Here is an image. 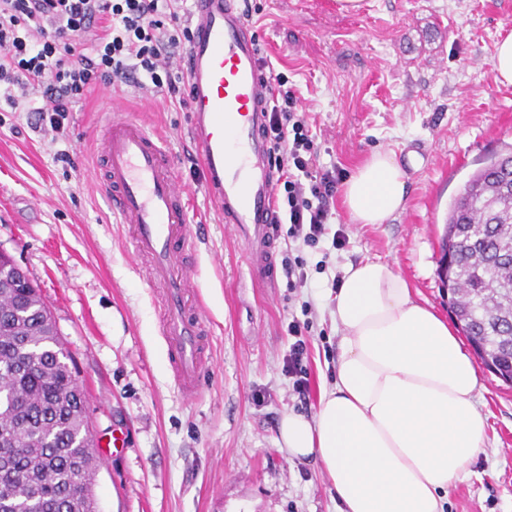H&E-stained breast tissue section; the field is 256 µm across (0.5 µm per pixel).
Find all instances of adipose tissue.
<instances>
[{
    "instance_id": "1",
    "label": "adipose tissue",
    "mask_w": 512,
    "mask_h": 512,
    "mask_svg": "<svg viewBox=\"0 0 512 512\" xmlns=\"http://www.w3.org/2000/svg\"><path fill=\"white\" fill-rule=\"evenodd\" d=\"M344 201L356 224L403 211L406 181L394 152L376 151L358 166ZM334 302L335 385L322 391L314 416L283 414L280 448L315 460L337 512H445L449 490L487 439L473 357L391 263L346 265Z\"/></svg>"
}]
</instances>
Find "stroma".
I'll return each mask as SVG.
<instances>
[{
	"instance_id": "35a3bbf8",
	"label": "stroma",
	"mask_w": 512,
	"mask_h": 512,
	"mask_svg": "<svg viewBox=\"0 0 512 512\" xmlns=\"http://www.w3.org/2000/svg\"><path fill=\"white\" fill-rule=\"evenodd\" d=\"M249 25L275 71L294 85L317 136L318 164L352 174L378 149L395 152L406 205L382 224H354L343 198L331 236L308 246L280 228L270 271L205 192L188 136V106L98 86L62 134L28 112H0V251L39 288L86 391L98 468V512H336L313 461L279 448L284 412L308 416L335 379L339 333L332 282L350 262H390L417 301L450 317L439 278L448 206L470 176L512 144V86L496 85V42L512 33V0H246ZM163 138L191 199L187 260L205 309L209 364L201 393L178 388L161 334L160 285L147 284L131 227L115 223L96 188L94 138L112 113ZM302 257L308 280L289 288L283 265ZM303 341L308 392L286 368L292 321ZM488 439L447 512H512V386L482 370ZM125 445L111 451L112 434Z\"/></svg>"
}]
</instances>
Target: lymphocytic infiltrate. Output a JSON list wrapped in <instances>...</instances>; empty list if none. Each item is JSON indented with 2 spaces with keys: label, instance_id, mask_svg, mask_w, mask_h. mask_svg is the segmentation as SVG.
<instances>
[{
  "label": "lymphocytic infiltrate",
  "instance_id": "lymphocytic-infiltrate-1",
  "mask_svg": "<svg viewBox=\"0 0 512 512\" xmlns=\"http://www.w3.org/2000/svg\"><path fill=\"white\" fill-rule=\"evenodd\" d=\"M187 0H0V99L9 111L37 112L59 131L68 112L96 86H127L184 97V74L171 57L192 36ZM264 133L278 174V223L304 244L331 236V205L343 174L317 167L318 145L283 74L268 76Z\"/></svg>",
  "mask_w": 512,
  "mask_h": 512
}]
</instances>
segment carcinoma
<instances>
[{"instance_id": "obj_1", "label": "carcinoma", "mask_w": 512, "mask_h": 512, "mask_svg": "<svg viewBox=\"0 0 512 512\" xmlns=\"http://www.w3.org/2000/svg\"><path fill=\"white\" fill-rule=\"evenodd\" d=\"M448 304L482 364L512 384V153L448 207ZM38 289L0 291V512H96L86 396Z\"/></svg>"}]
</instances>
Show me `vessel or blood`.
I'll return each mask as SVG.
<instances>
[{"instance_id": "vessel-or-blood-1", "label": "vessel or blood", "mask_w": 512, "mask_h": 512, "mask_svg": "<svg viewBox=\"0 0 512 512\" xmlns=\"http://www.w3.org/2000/svg\"><path fill=\"white\" fill-rule=\"evenodd\" d=\"M234 2L193 0V33L185 51L188 135L202 155L207 194L264 265L275 217L264 136L270 88L258 43ZM95 153L99 191L118 223L131 225L133 251L148 261V281L165 286L162 334L174 379L183 394L193 396L208 368V331L201 307L189 301L192 283L184 254L193 238L175 165L160 137L121 115L100 126Z\"/></svg>"}]
</instances>
